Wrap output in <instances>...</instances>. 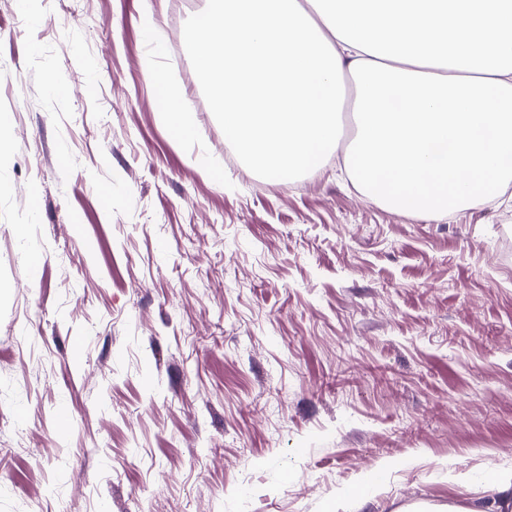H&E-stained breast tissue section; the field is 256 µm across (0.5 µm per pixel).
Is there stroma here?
I'll return each instance as SVG.
<instances>
[{"mask_svg":"<svg viewBox=\"0 0 512 512\" xmlns=\"http://www.w3.org/2000/svg\"><path fill=\"white\" fill-rule=\"evenodd\" d=\"M205 7L0 0V512L487 498L512 470V184L432 216L366 194L346 141L260 172L196 73ZM155 98L163 103L164 116L170 121L173 131L180 136L192 134L193 116L190 112H181L178 107V91L165 79L155 82Z\"/></svg>","mask_w":512,"mask_h":512,"instance_id":"1","label":"stroma"}]
</instances>
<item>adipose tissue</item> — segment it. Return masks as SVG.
<instances>
[{"mask_svg":"<svg viewBox=\"0 0 512 512\" xmlns=\"http://www.w3.org/2000/svg\"><path fill=\"white\" fill-rule=\"evenodd\" d=\"M207 0L190 29L224 136L274 175L317 168L337 144L343 73L359 116L348 163L393 206L442 215L512 181V0Z\"/></svg>","mask_w":512,"mask_h":512,"instance_id":"obj_1","label":"adipose tissue"}]
</instances>
